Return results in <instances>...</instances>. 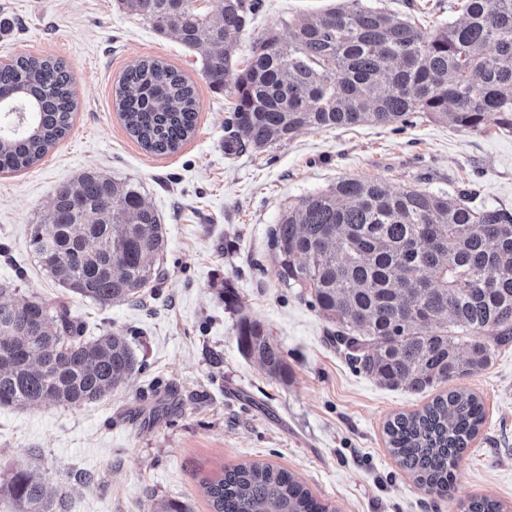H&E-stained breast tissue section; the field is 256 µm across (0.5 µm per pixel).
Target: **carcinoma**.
<instances>
[{"label": "carcinoma", "mask_w": 512, "mask_h": 512, "mask_svg": "<svg viewBox=\"0 0 512 512\" xmlns=\"http://www.w3.org/2000/svg\"><path fill=\"white\" fill-rule=\"evenodd\" d=\"M195 0H120L126 12L170 32L202 58L223 90L257 0H219L202 15ZM288 37L258 39L233 82L224 123L229 141L257 149L304 129L413 125L420 115L453 127L512 130V0H465L462 18L430 38L410 20L343 0L288 23ZM0 92L18 132L0 130V171L25 169L63 139L74 110L72 76L54 58L0 65ZM115 101L128 133L155 155L193 136L195 90L156 60L129 66ZM41 268L101 305L156 291L153 261L164 242L139 187L95 171L56 191L33 227ZM270 247L284 286L301 288L336 324V341L369 377L415 394L486 369L512 342V210L472 204V194L392 190L346 179L304 198L272 229ZM0 407H79L104 399L141 364L127 338L83 336L64 305L50 312L26 298L0 299ZM241 352L268 375L288 366L264 323L237 324ZM479 397L454 387L422 410L384 426L399 468L438 497L450 495L451 468L484 421ZM212 512H335L292 473L266 463L224 466L202 481ZM7 491L15 512H68L66 496L25 469ZM466 512H502L489 497Z\"/></svg>", "instance_id": "carcinoma-1"}]
</instances>
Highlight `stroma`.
<instances>
[{"instance_id": "obj_1", "label": "stroma", "mask_w": 512, "mask_h": 512, "mask_svg": "<svg viewBox=\"0 0 512 512\" xmlns=\"http://www.w3.org/2000/svg\"><path fill=\"white\" fill-rule=\"evenodd\" d=\"M432 36L461 16V0H368ZM328 0H261L232 65L253 41ZM61 59L76 108L69 134L29 168L0 172V286L48 308L66 304L86 337H127L143 368L112 397L76 408L0 407V481L25 468L68 497V512H150L162 499L211 512L201 481L261 461L291 472L336 512H465L495 499L512 512V343L463 380L485 421L452 470L453 494L428 495L397 465L384 424L431 394L388 388L360 372L309 297L284 287L269 232L288 209L343 179L454 193L512 209V131L459 129L419 117L402 131L365 125L308 130L262 150H230L232 96L208 85L200 55L119 0H0V62ZM155 59L193 83L194 136L166 155L146 152L115 108L128 65ZM137 185L159 217L164 282L137 304L102 306L55 282L29 247L61 186L85 171ZM236 303H228L227 292ZM262 321L288 378L241 353V317Z\"/></svg>"}]
</instances>
